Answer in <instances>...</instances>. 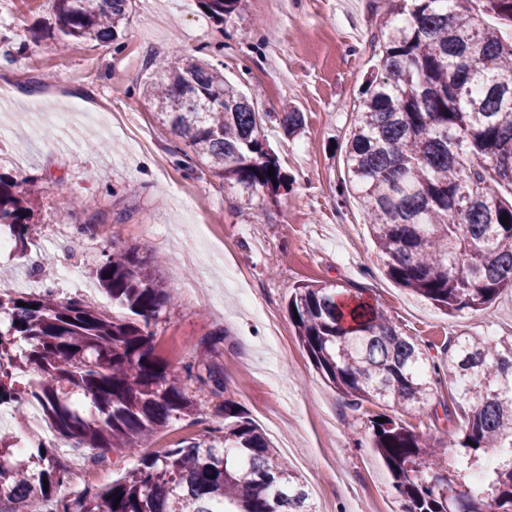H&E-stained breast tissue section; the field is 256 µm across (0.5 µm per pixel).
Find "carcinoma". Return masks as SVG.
<instances>
[{
	"label": "carcinoma",
	"instance_id": "1",
	"mask_svg": "<svg viewBox=\"0 0 512 512\" xmlns=\"http://www.w3.org/2000/svg\"><path fill=\"white\" fill-rule=\"evenodd\" d=\"M134 0H55L59 40L108 42ZM379 68L361 92L345 163L368 212L388 276L452 314L488 309L512 288V41L486 25L476 0H389ZM512 26V0H482ZM219 24L239 0H196ZM160 122L211 174L244 195L286 187L261 113L224 72L174 48L146 85ZM286 130L300 112L277 113ZM274 175H268V166ZM35 181L0 174V225L23 252L34 232ZM508 216L507 224L501 217ZM96 279L123 309L82 299L0 297V405L31 403L76 448L130 453L174 420L219 398L222 424L141 457L105 487L65 493L68 469L53 448L13 464L0 436V512H317L300 477L241 404L224 396L215 362L220 337L200 342L184 375L155 352L151 321L171 298L134 248L112 251ZM24 305L19 306L17 302ZM295 336L315 368L358 410L395 411L372 422L370 448L384 461L401 512H512V338L448 342V399L441 364L379 306L335 285L303 284L288 298ZM25 349L15 352L16 345ZM431 408L463 425L444 438L400 417ZM462 448L456 473L439 450ZM48 485H43V481Z\"/></svg>",
	"mask_w": 512,
	"mask_h": 512
}]
</instances>
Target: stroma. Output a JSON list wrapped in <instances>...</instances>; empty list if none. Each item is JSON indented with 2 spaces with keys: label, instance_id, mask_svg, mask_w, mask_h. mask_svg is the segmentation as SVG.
<instances>
[{
  "label": "stroma",
  "instance_id": "stroma-1",
  "mask_svg": "<svg viewBox=\"0 0 512 512\" xmlns=\"http://www.w3.org/2000/svg\"><path fill=\"white\" fill-rule=\"evenodd\" d=\"M385 0H241L224 24L195 0H135L111 43L57 50L53 0H0V171L38 180L35 232L26 256L0 258V289L30 292L44 257L75 274L40 277L41 288L103 309L112 302L95 270L113 247L164 257L157 274L173 298L152 322L157 353L173 372L192 348L220 333L218 363L227 396L250 414L274 445L282 416L300 454L290 461L306 479L318 512H361L371 498L395 512L400 498L382 459L367 446L379 406L351 409L300 347L286 303L299 285H341L381 306L436 360L451 337L512 336V291L484 313L447 314L389 278L354 191L344 186L345 144L357 122L360 91L372 65ZM221 65L260 112L291 107L303 129L285 135L267 124L288 185L276 198L228 188L206 168L188 171L184 144L157 120L143 95L156 58L173 47ZM115 112L122 127L100 130L87 115ZM80 198L62 211L60 195ZM111 234H103V225ZM233 268L239 286L280 326L286 352L267 374L273 339L263 320L238 308L225 287ZM211 403L147 445V453L216 426Z\"/></svg>",
  "mask_w": 512,
  "mask_h": 512
}]
</instances>
